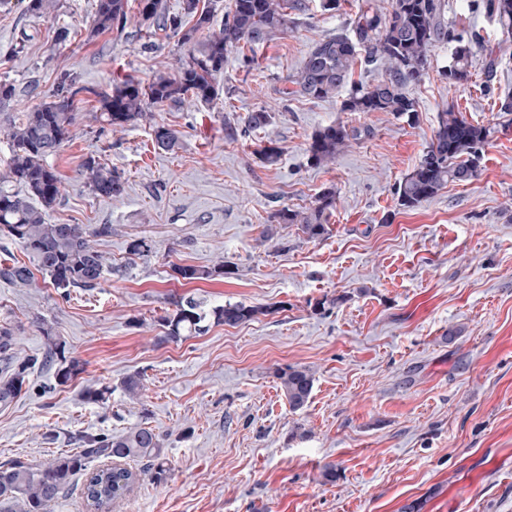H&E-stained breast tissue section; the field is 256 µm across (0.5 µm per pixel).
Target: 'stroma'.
<instances>
[{"mask_svg": "<svg viewBox=\"0 0 512 512\" xmlns=\"http://www.w3.org/2000/svg\"><path fill=\"white\" fill-rule=\"evenodd\" d=\"M288 33L226 54L213 107L161 106L157 123L177 130L179 149H155L141 122L113 131L94 120L98 93L131 76L149 83L183 55L177 37L141 31L91 35L97 0H59L56 17L27 0H0V81L16 96L11 112L54 100L63 78L84 91V118L48 162L62 196L53 224H101L97 238L112 270L94 288L61 296L45 274L32 284L0 279V322L19 330L21 355H41L44 330L84 365L58 385L36 371L21 397L0 406V461L44 463L74 448L78 433L118 435L149 424L160 435L167 477H140L112 512H512V41L484 0H446L445 18L500 47L496 75L482 57L458 84L440 75L448 46L406 93L415 123L384 112H344L340 98L288 95L287 79L314 41L349 26L361 0L333 11L302 0ZM68 42L54 40L57 27ZM266 108L270 124L229 139L225 118ZM452 108L494 128L481 172L413 209L395 187L418 162ZM342 122L366 128L333 164H311L312 134ZM282 150L277 165L256 151ZM122 172L119 198L91 192L88 156ZM335 186L328 233L307 238L272 216L312 207ZM147 239L145 256L130 254ZM224 262L215 280L178 279V265ZM207 306L242 302L266 315L178 342L158 320L183 295ZM314 374L307 405L291 411L278 369ZM140 374L130 398L123 380ZM107 387L89 403L87 388ZM335 467V481L323 471Z\"/></svg>", "mask_w": 512, "mask_h": 512, "instance_id": "stroma-1", "label": "stroma"}]
</instances>
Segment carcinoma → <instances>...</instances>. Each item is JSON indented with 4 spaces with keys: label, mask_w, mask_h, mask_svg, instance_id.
Returning <instances> with one entry per match:
<instances>
[{
    "label": "carcinoma",
    "mask_w": 512,
    "mask_h": 512,
    "mask_svg": "<svg viewBox=\"0 0 512 512\" xmlns=\"http://www.w3.org/2000/svg\"><path fill=\"white\" fill-rule=\"evenodd\" d=\"M58 0H29V10L48 17L58 11ZM486 9L503 33L512 34V0H486ZM180 16L166 14L163 0H138L137 18L128 12V0H97L92 31H123L133 20L147 29L170 30L186 48L176 73L158 74L148 84L127 78L100 94L99 116L112 129H123L138 121H148L149 105L210 104L219 99L216 77L224 70V55L232 48L254 49L285 34L292 24L288 0H229L224 27L206 34L210 11L200 8V0H183ZM445 0H389L379 6L361 0L350 28L314 42L302 66L289 78L290 94L308 100L349 93L341 101L343 112H387L415 120V103L404 92L407 83L421 78L430 66V53L439 44L451 48L443 78L462 84L469 80L471 59L479 43L467 37L444 19ZM194 18L185 27V19ZM382 66L381 78L367 85H351L359 59ZM85 88L73 80H63L55 100L42 103L19 117L3 109L15 96L13 85L0 83V132L11 144V154L0 171V232H7L27 253L30 264L14 262L0 268V278L29 284L34 271L46 274L53 288L67 296L72 288H94L109 270L93 238L112 233V225L93 230L82 224H50L47 211L61 196V181L48 163L71 138L77 123L76 97ZM270 122V112L261 108L248 113L242 124L227 122V136L235 138L260 130ZM155 146L164 151L179 143L177 131L152 125ZM492 131L468 121L461 113L446 109L438 114L434 136L411 172L395 188L400 206L413 209L434 198L450 183H469L479 175L483 148ZM361 135L359 129L343 123L328 125L311 137L307 152L317 166L335 162L337 156ZM81 175L91 191L102 197L118 198L126 192L123 176L90 156ZM19 185L25 194L13 191ZM336 188L322 189L307 212L281 209L273 215L279 224H298L310 239L327 233L326 220L336 208ZM182 280L214 279L228 274L224 262L208 269L177 266ZM175 310L160 318L163 338L177 342L184 336H197L208 330V322L238 325L259 314L273 311L270 306L226 303L207 308L194 297H181ZM46 347L42 357L20 356L16 332L0 324V405L18 399L29 377L38 366H56L58 384L64 385L83 373L75 358L65 356L64 345L51 331L43 330ZM292 411L302 409L314 386V375L305 367L288 366L277 372ZM78 448L62 453L50 462L31 465L17 459L0 462V505L14 503L20 512H52L59 499L75 486L76 477L86 473L81 494L92 512H109L112 504L129 493L138 474L125 467V461H148L144 473L157 482L166 479V469L158 462L161 443L154 429L136 426L121 435L81 434ZM102 465L88 471V464Z\"/></svg>",
    "instance_id": "carcinoma-1"
}]
</instances>
